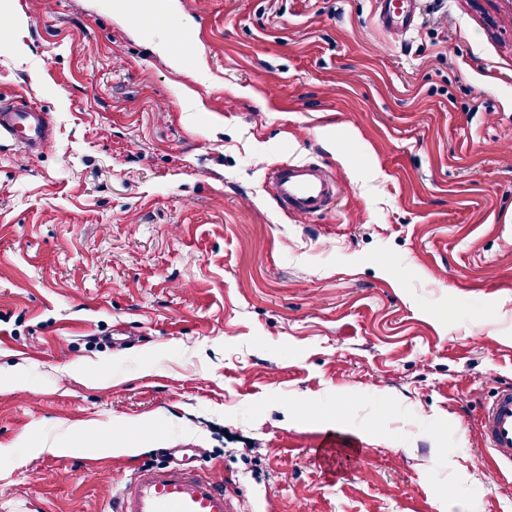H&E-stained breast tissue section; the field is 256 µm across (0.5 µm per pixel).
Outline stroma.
Returning a JSON list of instances; mask_svg holds the SVG:
<instances>
[{
  "mask_svg": "<svg viewBox=\"0 0 512 512\" xmlns=\"http://www.w3.org/2000/svg\"><path fill=\"white\" fill-rule=\"evenodd\" d=\"M0 0V512H106L137 468L246 512H512V0ZM189 47L172 68L156 45ZM341 187L280 208L273 166ZM415 0H376L379 22L396 35H403L416 24ZM50 122L48 112L25 101L0 103V142L9 140L35 152L48 142ZM480 431L492 452V471L499 477L512 475V385L499 389L484 407Z\"/></svg>",
  "mask_w": 512,
  "mask_h": 512,
  "instance_id": "1",
  "label": "stroma"
}]
</instances>
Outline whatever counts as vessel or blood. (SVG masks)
Here are the masks:
<instances>
[{
  "label": "vessel or blood",
  "instance_id": "1",
  "mask_svg": "<svg viewBox=\"0 0 512 512\" xmlns=\"http://www.w3.org/2000/svg\"><path fill=\"white\" fill-rule=\"evenodd\" d=\"M380 23L401 35L416 24L413 0H376ZM50 117L27 102L0 103V141L34 152L49 138ZM275 199L290 212L309 217L338 197L335 177L314 164H286L271 171ZM481 437L491 452V468L512 475V385L502 387L484 407ZM112 512H242L239 500L221 480L179 465H162L135 473L112 501Z\"/></svg>",
  "mask_w": 512,
  "mask_h": 512
}]
</instances>
